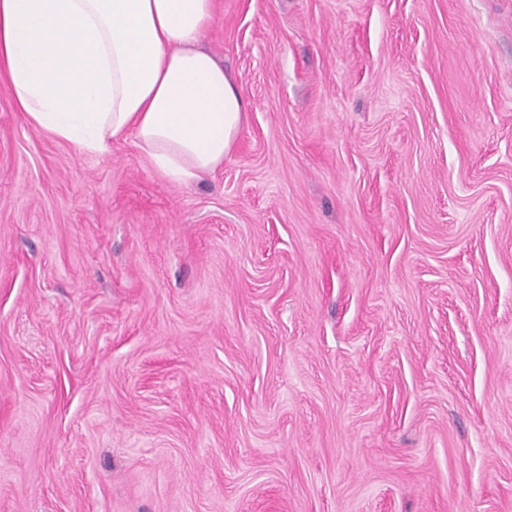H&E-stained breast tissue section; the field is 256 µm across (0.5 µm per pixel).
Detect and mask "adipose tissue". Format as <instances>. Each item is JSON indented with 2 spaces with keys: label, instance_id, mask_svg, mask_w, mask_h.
Masks as SVG:
<instances>
[{
  "label": "adipose tissue",
  "instance_id": "obj_1",
  "mask_svg": "<svg viewBox=\"0 0 512 512\" xmlns=\"http://www.w3.org/2000/svg\"><path fill=\"white\" fill-rule=\"evenodd\" d=\"M214 0H0V72L28 121L93 153L134 136L175 183L213 171L246 107L198 46Z\"/></svg>",
  "mask_w": 512,
  "mask_h": 512
}]
</instances>
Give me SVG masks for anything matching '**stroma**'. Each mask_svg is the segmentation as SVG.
<instances>
[{
	"label": "stroma",
	"mask_w": 512,
	"mask_h": 512,
	"mask_svg": "<svg viewBox=\"0 0 512 512\" xmlns=\"http://www.w3.org/2000/svg\"><path fill=\"white\" fill-rule=\"evenodd\" d=\"M186 184L0 76V512H512V0H216Z\"/></svg>",
	"instance_id": "stroma-1"
}]
</instances>
